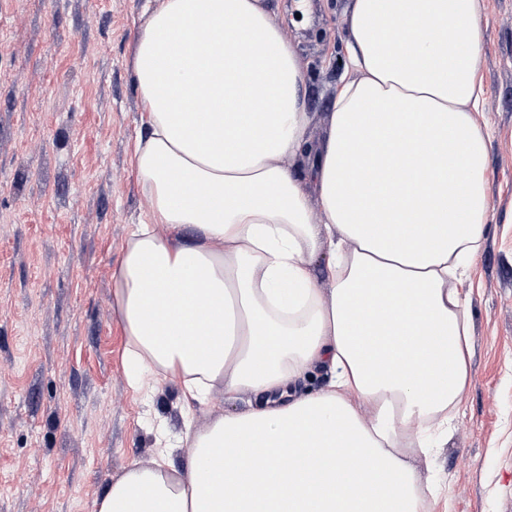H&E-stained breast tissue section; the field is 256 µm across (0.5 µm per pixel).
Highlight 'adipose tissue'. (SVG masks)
I'll return each mask as SVG.
<instances>
[{
    "label": "adipose tissue",
    "mask_w": 512,
    "mask_h": 512,
    "mask_svg": "<svg viewBox=\"0 0 512 512\" xmlns=\"http://www.w3.org/2000/svg\"><path fill=\"white\" fill-rule=\"evenodd\" d=\"M484 0H348L343 66L313 141L307 64L265 0H155L133 75L151 199L113 273L130 381L249 409L112 480L96 512H423L459 411L490 130ZM309 156L307 175L289 160ZM327 254L329 288L313 263ZM314 367L329 382L292 389Z\"/></svg>",
    "instance_id": "adipose-tissue-1"
}]
</instances>
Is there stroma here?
Returning <instances> with one entry per match:
<instances>
[{
	"mask_svg": "<svg viewBox=\"0 0 512 512\" xmlns=\"http://www.w3.org/2000/svg\"><path fill=\"white\" fill-rule=\"evenodd\" d=\"M307 63L321 138L347 0H269ZM149 0H0V512H95L114 476L185 429L175 381L128 384L112 274L150 201L132 162V54ZM491 222L471 271L460 411L424 461L427 512H512V0H484Z\"/></svg>",
	"mask_w": 512,
	"mask_h": 512,
	"instance_id": "1",
	"label": "stroma"
}]
</instances>
